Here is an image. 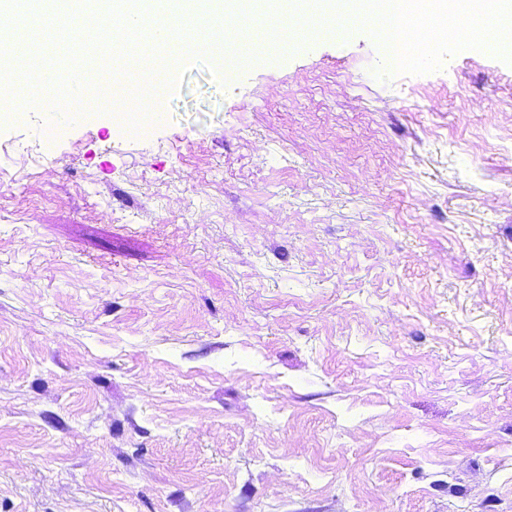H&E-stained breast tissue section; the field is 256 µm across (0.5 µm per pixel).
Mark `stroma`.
I'll list each match as a JSON object with an SVG mask.
<instances>
[{"label":"stroma","mask_w":512,"mask_h":512,"mask_svg":"<svg viewBox=\"0 0 512 512\" xmlns=\"http://www.w3.org/2000/svg\"><path fill=\"white\" fill-rule=\"evenodd\" d=\"M388 64L0 123V512H512V65Z\"/></svg>","instance_id":"obj_1"}]
</instances>
